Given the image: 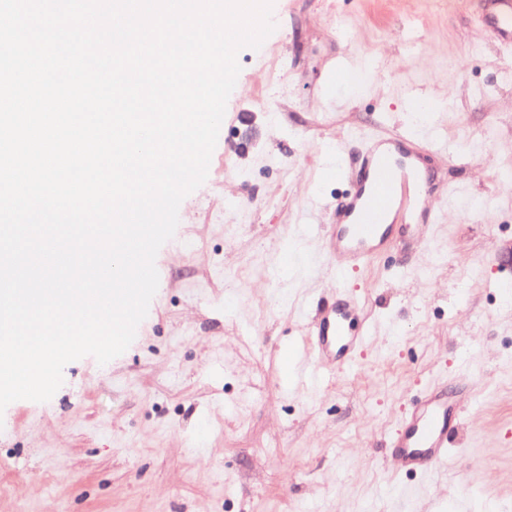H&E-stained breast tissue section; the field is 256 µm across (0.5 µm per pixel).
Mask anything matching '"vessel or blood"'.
Instances as JSON below:
<instances>
[{"label": "vessel or blood", "mask_w": 512, "mask_h": 512, "mask_svg": "<svg viewBox=\"0 0 512 512\" xmlns=\"http://www.w3.org/2000/svg\"><path fill=\"white\" fill-rule=\"evenodd\" d=\"M481 21L512 50V0H480ZM428 143L401 134L366 138L360 154L347 159L342 176L348 190L328 211L323 259L336 275L365 267L390 246L392 226L404 215L432 222L428 201L434 191L423 168ZM357 305L346 301L323 310L306 328L309 372L335 373L347 366L368 335L354 323ZM463 416L462 405L427 390L411 406L391 446L398 470L430 474L448 460V448Z\"/></svg>", "instance_id": "1"}]
</instances>
